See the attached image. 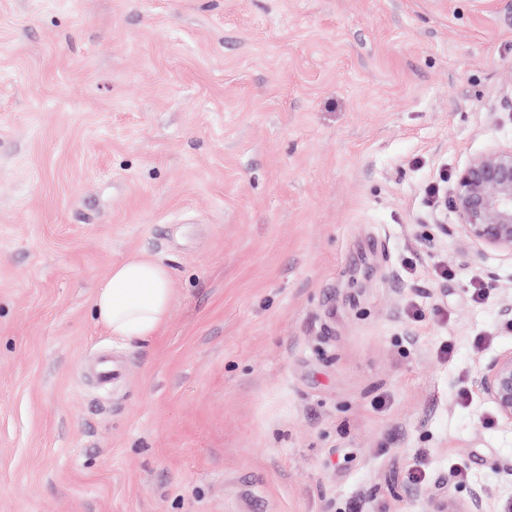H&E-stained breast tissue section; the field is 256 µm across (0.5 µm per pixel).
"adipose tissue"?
Returning <instances> with one entry per match:
<instances>
[{
  "instance_id": "adipose-tissue-1",
  "label": "adipose tissue",
  "mask_w": 512,
  "mask_h": 512,
  "mask_svg": "<svg viewBox=\"0 0 512 512\" xmlns=\"http://www.w3.org/2000/svg\"><path fill=\"white\" fill-rule=\"evenodd\" d=\"M170 301L166 268L132 255L115 264L108 280L96 286L91 309L96 323L112 337L137 341L160 333Z\"/></svg>"
}]
</instances>
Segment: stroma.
<instances>
[{
    "label": "stroma",
    "mask_w": 512,
    "mask_h": 512,
    "mask_svg": "<svg viewBox=\"0 0 512 512\" xmlns=\"http://www.w3.org/2000/svg\"><path fill=\"white\" fill-rule=\"evenodd\" d=\"M510 143L512 0H0V512H512V257L424 194ZM171 295L166 268L131 255L112 266L108 280L95 287L91 309L96 323L112 337L147 340L164 326ZM473 384L495 405L500 419L512 425V349L480 366ZM124 367L110 357H102L94 367V377L103 388H111L113 382L124 377ZM490 505L484 495L478 491L469 494L467 501L448 495V499L440 500L434 512H487Z\"/></svg>",
    "instance_id": "obj_1"
}]
</instances>
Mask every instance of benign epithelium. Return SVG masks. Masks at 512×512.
<instances>
[{
  "mask_svg": "<svg viewBox=\"0 0 512 512\" xmlns=\"http://www.w3.org/2000/svg\"><path fill=\"white\" fill-rule=\"evenodd\" d=\"M450 203L464 242L512 257V144L494 147L473 157L456 176ZM474 386L496 407L500 419L512 425V349L479 367ZM478 491L466 501L450 495L434 512H489Z\"/></svg>",
  "mask_w": 512,
  "mask_h": 512,
  "instance_id": "benign-epithelium-1",
  "label": "benign epithelium"
}]
</instances>
